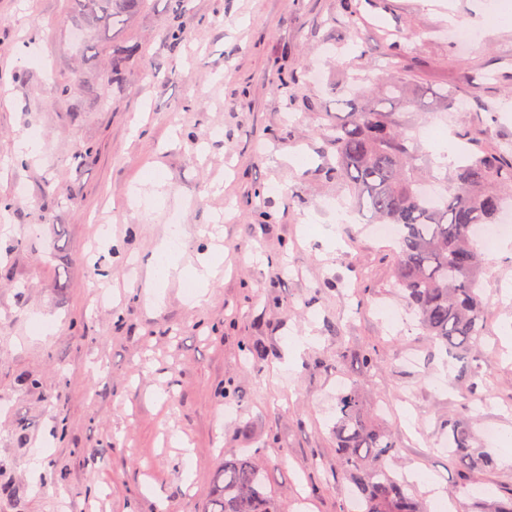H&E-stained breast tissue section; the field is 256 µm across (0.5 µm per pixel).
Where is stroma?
Instances as JSON below:
<instances>
[{
  "mask_svg": "<svg viewBox=\"0 0 512 512\" xmlns=\"http://www.w3.org/2000/svg\"><path fill=\"white\" fill-rule=\"evenodd\" d=\"M172 6L148 0L87 58L72 0H0V199L12 203L0 222V512H205L216 470L242 455L284 512H346L332 432L344 383L393 433L402 469L425 475L419 498L436 485L458 512H500L512 503V239L481 271L484 336L466 362L449 360L415 320L382 315L406 309L391 243L364 215L337 223L335 201L352 198L322 175L333 149L321 128L344 109L343 74L371 86L407 69L418 108L402 123L439 119L512 147V0H362L355 35L342 0H190L179 20L192 38L175 52ZM456 25L477 42L449 40ZM30 43L49 71L19 57ZM123 43L141 47L125 81L92 95ZM285 71L296 79L282 92ZM457 86L462 103L434 112ZM27 133L39 152L21 167ZM85 145L93 158L76 159ZM175 213L181 265L214 235L224 263L207 303L175 274L157 308L146 274L126 268L145 265ZM305 333L313 343L294 350ZM362 349L372 369L352 362ZM463 365L483 381L473 407ZM451 419L496 462L479 484L448 460Z\"/></svg>",
  "mask_w": 512,
  "mask_h": 512,
  "instance_id": "obj_1",
  "label": "stroma"
}]
</instances>
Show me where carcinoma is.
<instances>
[{"label":"carcinoma","mask_w":512,"mask_h":512,"mask_svg":"<svg viewBox=\"0 0 512 512\" xmlns=\"http://www.w3.org/2000/svg\"><path fill=\"white\" fill-rule=\"evenodd\" d=\"M81 17L76 24L82 52L99 37L126 26L147 0H74ZM140 53L137 44L112 47L102 76L105 86L123 82L127 64ZM408 80L401 74L358 91L357 101L337 122L324 127L336 152V167L327 169L367 209L377 224L398 229L392 276L407 308L431 342L455 360L466 357L483 336V301L479 273L484 257L469 237L474 224H495L505 202L512 200V149H465L451 176L429 172L417 164L412 130L400 126L398 113L381 108L391 102L408 108ZM432 185L437 198L425 189ZM344 475L360 512H425L410 494V484L390 467L397 444L364 410L356 385H345L336 398L333 426ZM448 458L472 473H487L492 458L475 451L470 427L448 422ZM207 512H280L266 491L261 471L250 458L224 461L214 474Z\"/></svg>","instance_id":"1"}]
</instances>
